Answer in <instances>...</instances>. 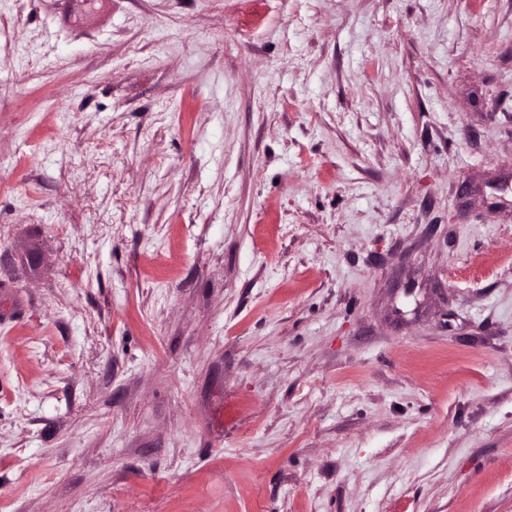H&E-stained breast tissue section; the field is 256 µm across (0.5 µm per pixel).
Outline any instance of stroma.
Wrapping results in <instances>:
<instances>
[{"label": "stroma", "mask_w": 512, "mask_h": 512, "mask_svg": "<svg viewBox=\"0 0 512 512\" xmlns=\"http://www.w3.org/2000/svg\"><path fill=\"white\" fill-rule=\"evenodd\" d=\"M0 512H512V0H0Z\"/></svg>", "instance_id": "stroma-1"}]
</instances>
